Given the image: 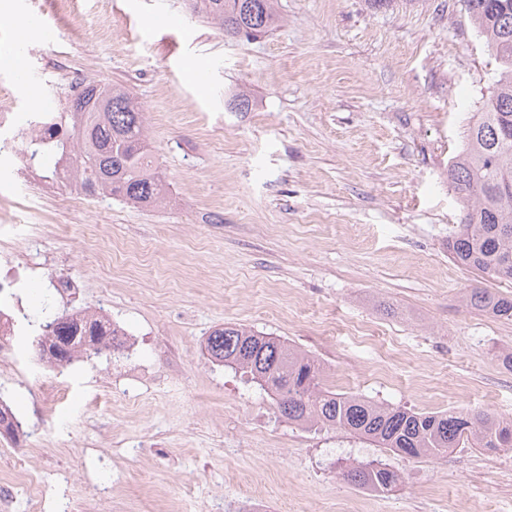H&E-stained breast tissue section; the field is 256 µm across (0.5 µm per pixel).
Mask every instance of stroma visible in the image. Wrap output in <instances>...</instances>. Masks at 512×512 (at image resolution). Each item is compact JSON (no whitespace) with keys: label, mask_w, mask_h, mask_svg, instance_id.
Instances as JSON below:
<instances>
[{"label":"stroma","mask_w":512,"mask_h":512,"mask_svg":"<svg viewBox=\"0 0 512 512\" xmlns=\"http://www.w3.org/2000/svg\"><path fill=\"white\" fill-rule=\"evenodd\" d=\"M75 7L72 32L49 0H0V102L36 112L80 82L126 87L171 199L86 196L63 219L44 169L18 177L0 154V247L37 269L18 291L26 314L103 304L141 339L133 358L59 367L53 429L33 452L24 432L0 436V466L37 468L47 512H77L89 483L134 512H220L246 492L265 512H512V448L409 458L299 425L205 351L241 324L315 356L336 392L512 419V322L464 307L485 280L448 255V166L497 68L465 0H278L281 26L254 39L189 0ZM241 91L244 112L228 105ZM62 274L83 279L79 297L55 296ZM12 345L0 397L32 424L38 356L28 337ZM380 463L393 492L344 478Z\"/></svg>","instance_id":"1"}]
</instances>
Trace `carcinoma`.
<instances>
[{"instance_id": "obj_1", "label": "carcinoma", "mask_w": 512, "mask_h": 512, "mask_svg": "<svg viewBox=\"0 0 512 512\" xmlns=\"http://www.w3.org/2000/svg\"><path fill=\"white\" fill-rule=\"evenodd\" d=\"M477 31L498 63L494 92L470 126L462 150L448 169V181L462 205L460 228L448 239V251L464 266L491 280H512V0H466ZM198 13L232 37L256 36L280 22L277 0H193ZM44 135L29 142L30 158L52 161L47 171L58 176L64 164L75 185L90 196L120 199L150 207L162 204L168 184L149 143L146 113L121 87L86 85L69 106L42 126ZM466 307L499 320L512 321V296L487 288L465 293ZM47 315V332L37 337L40 353L59 364L90 352L108 356L112 347L82 346L108 336L96 320ZM210 357L239 369L247 381L273 396L278 411L292 422L336 427L381 448L408 457L439 458L466 445L496 450L512 447V420L487 412L450 409L420 413L377 404L321 385L315 359L274 336L242 325L214 329L206 340ZM348 482L377 493L396 487V471L368 466L349 470Z\"/></svg>"}]
</instances>
